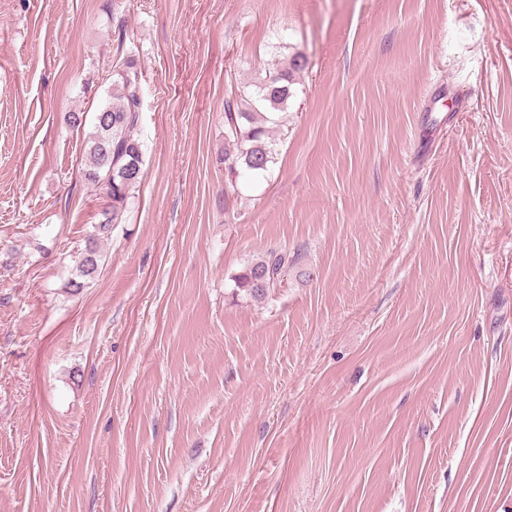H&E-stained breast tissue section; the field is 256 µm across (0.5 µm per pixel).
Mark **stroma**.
I'll return each instance as SVG.
<instances>
[{"label": "stroma", "instance_id": "obj_1", "mask_svg": "<svg viewBox=\"0 0 512 512\" xmlns=\"http://www.w3.org/2000/svg\"><path fill=\"white\" fill-rule=\"evenodd\" d=\"M129 61L144 177L70 292ZM0 512H512V0H0ZM306 60L295 55L277 75L259 87L255 99L243 91L226 101L224 107V139L231 143L235 152H224V167L231 175H238L237 167L252 172L266 171L273 154L266 138L269 135L267 123L275 121L255 111L254 101L260 102L269 111H282L292 96L291 85L295 73L303 70ZM297 264L298 255L287 249L267 250L235 277V286L255 300L265 299L288 285V276ZM263 276L267 283L273 279L271 286L260 285Z\"/></svg>", "mask_w": 512, "mask_h": 512}]
</instances>
